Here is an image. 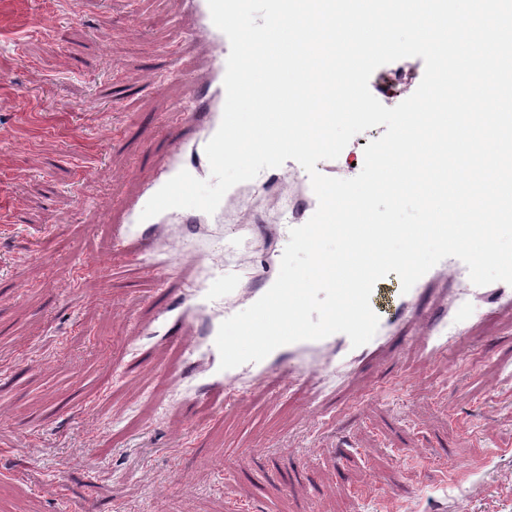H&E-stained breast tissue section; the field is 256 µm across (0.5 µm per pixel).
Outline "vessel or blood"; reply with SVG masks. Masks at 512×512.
I'll use <instances>...</instances> for the list:
<instances>
[{
  "mask_svg": "<svg viewBox=\"0 0 512 512\" xmlns=\"http://www.w3.org/2000/svg\"><path fill=\"white\" fill-rule=\"evenodd\" d=\"M185 6L191 18L188 37L202 41L205 63L201 70L185 77L191 101L177 103L174 108L176 120L169 127L166 163L141 185L119 224L112 226L110 246L111 253L132 260H153L162 281L172 276L176 265L186 269L175 299L157 303L154 320L147 329L151 342L176 346L186 358L185 364L164 370L185 406L208 404L215 412H223L225 402L236 401L273 372L288 380L311 374L325 383L348 382L360 364L384 353L394 354L403 329L409 327L418 332L419 345L432 354L448 349L466 335L475 321L468 300L477 288L467 280L466 265L449 257L425 275L429 281L437 276L465 281L448 323L416 316V305L423 296V288L417 284L400 294L395 312L380 317L375 336L360 347H353L347 335L336 333L318 341L284 345L262 361L220 370L215 345L220 323L233 315L234 302L242 289H249L255 301L272 286L280 258L265 255L255 267L217 255L215 246L224 240L226 210L222 207L211 215L196 209H172L145 221L140 218L151 196L180 170L202 180L210 177L204 148L222 119L230 43L214 26L207 0H185Z\"/></svg>",
  "mask_w": 512,
  "mask_h": 512,
  "instance_id": "vessel-or-blood-1",
  "label": "vessel or blood"
}]
</instances>
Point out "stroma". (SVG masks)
<instances>
[{"instance_id": "obj_1", "label": "stroma", "mask_w": 512, "mask_h": 512, "mask_svg": "<svg viewBox=\"0 0 512 512\" xmlns=\"http://www.w3.org/2000/svg\"><path fill=\"white\" fill-rule=\"evenodd\" d=\"M189 26L184 0H0V512H512L511 308L471 299L475 325L443 354L405 345L341 389L272 374L220 416L180 404L159 371L178 352L132 359L182 281L109 262L107 205L166 160L161 118L204 62ZM423 73L386 64L380 102ZM383 132L318 172L356 176ZM249 200L224 238L252 260L316 203L302 169Z\"/></svg>"}]
</instances>
